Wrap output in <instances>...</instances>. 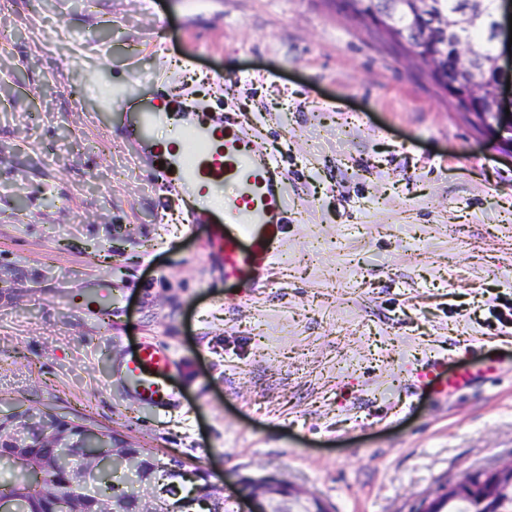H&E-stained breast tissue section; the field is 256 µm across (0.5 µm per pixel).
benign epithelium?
I'll use <instances>...</instances> for the list:
<instances>
[{
	"instance_id": "obj_1",
	"label": "benign epithelium",
	"mask_w": 512,
	"mask_h": 512,
	"mask_svg": "<svg viewBox=\"0 0 512 512\" xmlns=\"http://www.w3.org/2000/svg\"><path fill=\"white\" fill-rule=\"evenodd\" d=\"M434 0H409L405 9L388 8L367 19L370 29L390 42L398 44L401 51L422 62L432 79L444 86L448 81V60L430 47L432 39L465 44L469 33L476 29L485 32L494 50L485 55H475L462 50L453 61L456 81L462 85L468 99L485 96L486 88L477 77L478 72L493 70L500 76L499 84L492 88V98L497 111L481 113L480 127L512 148V89H506L512 79V49L504 46V24L499 13L487 6V0H467L466 6L453 17L431 9ZM511 114H506V111ZM54 424L48 412L27 414V421L18 424L11 432L0 430V440L11 438L14 443L29 441ZM83 454L91 462L93 473L108 471L112 461L125 458V449L118 445L106 453L97 448H85ZM288 487V508L281 512H330L325 503L309 490L274 475L256 479L252 490L240 489L241 498L248 504L245 512H275L278 487ZM479 497L482 502L499 503L512 500V459L484 468L478 483L461 475L443 481L427 496L417 512H445L448 505L462 498ZM141 512H180L175 502L172 484L154 482L141 498Z\"/></svg>"
}]
</instances>
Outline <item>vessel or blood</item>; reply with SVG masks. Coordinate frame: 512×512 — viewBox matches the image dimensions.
Masks as SVG:
<instances>
[{
  "label": "vessel or blood",
  "mask_w": 512,
  "mask_h": 512,
  "mask_svg": "<svg viewBox=\"0 0 512 512\" xmlns=\"http://www.w3.org/2000/svg\"><path fill=\"white\" fill-rule=\"evenodd\" d=\"M124 107L133 115L138 137L150 140L162 117L159 108H143L134 98L125 101ZM182 131L193 144V153L171 146L163 156L185 186L202 201L224 185L234 188L224 200L223 211L205 208L193 213L192 221L211 225L213 241L224 250L225 278L257 287L282 253L289 210L286 176L234 121L221 126L189 124ZM169 371L168 354L146 344L131 354L125 379L144 405L162 407L174 397Z\"/></svg>",
  "instance_id": "1"
}]
</instances>
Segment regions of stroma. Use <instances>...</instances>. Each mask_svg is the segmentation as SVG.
Returning <instances> with one entry per match:
<instances>
[{
	"label": "stroma",
	"instance_id": "obj_1",
	"mask_svg": "<svg viewBox=\"0 0 512 512\" xmlns=\"http://www.w3.org/2000/svg\"><path fill=\"white\" fill-rule=\"evenodd\" d=\"M2 30L0 412L208 469L229 512L265 473L331 512H416L512 457V150L421 63L340 0H0ZM160 90L233 113L281 164L290 222L260 288L225 279L125 135L122 100ZM102 277L111 305L77 310ZM145 343L171 360L164 408L123 379Z\"/></svg>",
	"mask_w": 512,
	"mask_h": 512
}]
</instances>
